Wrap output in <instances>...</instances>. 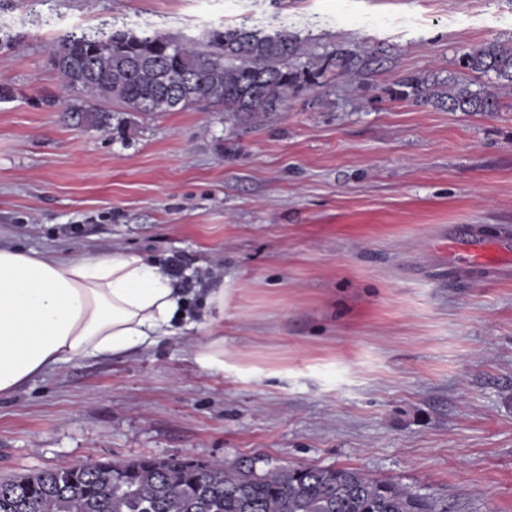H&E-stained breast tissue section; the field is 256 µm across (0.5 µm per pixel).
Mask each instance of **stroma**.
Wrapping results in <instances>:
<instances>
[{
  "label": "stroma",
  "instance_id": "1",
  "mask_svg": "<svg viewBox=\"0 0 512 512\" xmlns=\"http://www.w3.org/2000/svg\"><path fill=\"white\" fill-rule=\"evenodd\" d=\"M228 25L379 62L251 123L203 102L120 127L63 112L50 52L68 35ZM494 40L512 45V0H0V238L178 267L194 324L1 395L0 478L260 455L512 512V267L461 274L436 252L512 241V86L458 66ZM409 75L500 108L394 99Z\"/></svg>",
  "mask_w": 512,
  "mask_h": 512
}]
</instances>
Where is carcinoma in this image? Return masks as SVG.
I'll use <instances>...</instances> for the list:
<instances>
[{"label":"carcinoma","mask_w":512,"mask_h":512,"mask_svg":"<svg viewBox=\"0 0 512 512\" xmlns=\"http://www.w3.org/2000/svg\"><path fill=\"white\" fill-rule=\"evenodd\" d=\"M302 41L286 30L226 27L207 35L206 49L187 40L145 32L72 34L53 48L51 61L64 89L75 94L64 111L91 127L118 112L182 111L198 102L240 120L273 112L288 96L315 83L330 66L345 71L375 61L336 47L299 64ZM470 73L492 72L512 85V46L487 42L460 58ZM171 90L188 92L176 107ZM403 92L436 100L451 112H493L497 98L466 86L429 93L414 77ZM0 512H448L405 486L354 468H288L255 458L231 463L185 458L90 462L0 480Z\"/></svg>","instance_id":"cac0c4a2"}]
</instances>
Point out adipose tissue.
I'll use <instances>...</instances> for the list:
<instances>
[{
  "label": "adipose tissue",
  "mask_w": 512,
  "mask_h": 512,
  "mask_svg": "<svg viewBox=\"0 0 512 512\" xmlns=\"http://www.w3.org/2000/svg\"><path fill=\"white\" fill-rule=\"evenodd\" d=\"M182 304L169 273L135 253L61 257L0 244V396L59 363L174 334Z\"/></svg>",
  "instance_id": "ef3b65f1"
}]
</instances>
